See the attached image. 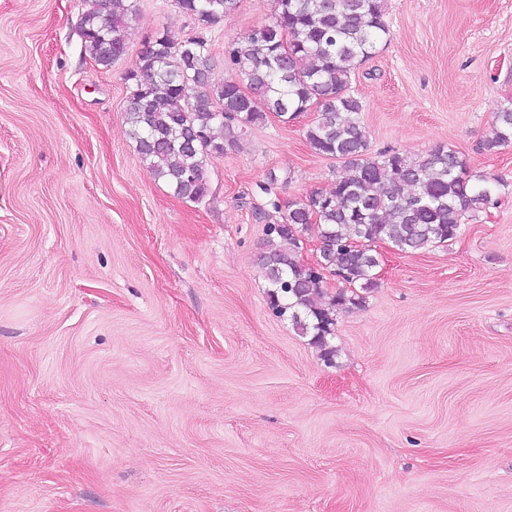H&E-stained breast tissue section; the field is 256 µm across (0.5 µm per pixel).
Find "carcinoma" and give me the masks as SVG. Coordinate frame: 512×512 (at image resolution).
<instances>
[{
    "label": "carcinoma",
    "instance_id": "cac0c4a2",
    "mask_svg": "<svg viewBox=\"0 0 512 512\" xmlns=\"http://www.w3.org/2000/svg\"><path fill=\"white\" fill-rule=\"evenodd\" d=\"M240 0H176L200 31L216 27ZM273 22L254 27L225 54L233 77L210 79L211 45L206 36L174 42L155 35L125 73L131 84L126 108L129 134L143 162L173 193L192 202L207 194L204 167L239 144L246 129L276 114L287 123L314 110L305 137L315 153L342 161L348 175L328 195L288 207L267 226L260 264L268 300L281 317L320 347L327 360L339 307L363 297L354 289L377 286L378 242L403 253L455 238L462 224L492 201V178L472 175L460 153L441 146L423 159L385 150L369 155L361 100L349 92L358 66L388 40L386 0H274ZM136 0H89L78 31L84 52L102 68L127 52V32ZM512 145V106L494 113L481 143L487 153ZM321 225L320 264L298 257L302 233ZM345 281L322 303L324 275Z\"/></svg>",
    "mask_w": 512,
    "mask_h": 512
}]
</instances>
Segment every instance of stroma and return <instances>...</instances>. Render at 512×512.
<instances>
[{"label": "stroma", "instance_id": "stroma-1", "mask_svg": "<svg viewBox=\"0 0 512 512\" xmlns=\"http://www.w3.org/2000/svg\"><path fill=\"white\" fill-rule=\"evenodd\" d=\"M138 5L102 69L86 0H0V512H512V146L480 148L512 103V0H387L352 78L371 153L452 148L506 189L447 243L377 244L331 363L259 259L343 163L310 149L313 113L272 117L207 161L202 201L175 197L129 136L125 73L197 26ZM273 15L240 0L207 31L213 83Z\"/></svg>", "mask_w": 512, "mask_h": 512}]
</instances>
